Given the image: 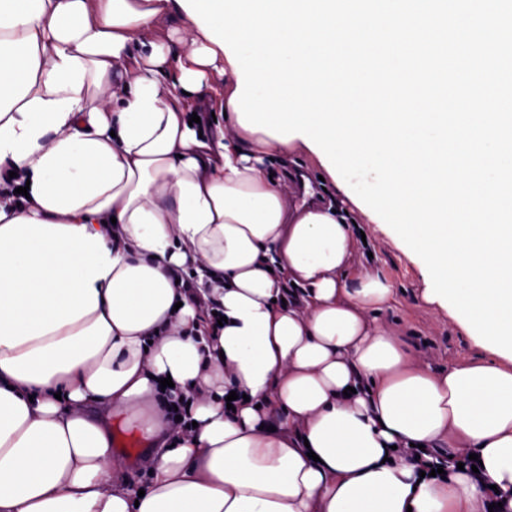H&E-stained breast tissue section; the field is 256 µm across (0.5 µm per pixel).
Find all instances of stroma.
<instances>
[{"instance_id":"35a3bbf8","label":"stroma","mask_w":512,"mask_h":512,"mask_svg":"<svg viewBox=\"0 0 512 512\" xmlns=\"http://www.w3.org/2000/svg\"><path fill=\"white\" fill-rule=\"evenodd\" d=\"M352 258L345 271L349 287L370 273L387 281L392 298L376 320L377 327L400 337L412 350L413 365L432 371L492 354L461 325L454 309L428 303L425 272L415 254L385 224L371 223L360 210H352Z\"/></svg>"}]
</instances>
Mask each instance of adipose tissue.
Returning <instances> with one entry per match:
<instances>
[{"label":"adipose tissue","instance_id":"adipose-tissue-1","mask_svg":"<svg viewBox=\"0 0 512 512\" xmlns=\"http://www.w3.org/2000/svg\"><path fill=\"white\" fill-rule=\"evenodd\" d=\"M237 79L178 0H0V512H512V367L410 365L369 319L390 284L341 277L346 216L270 174L302 137L242 127ZM413 444L478 471L421 476ZM120 433H126L130 437L137 440L139 447L137 448H125V447H115V444L117 443V439ZM112 436H113V446L112 448H117L119 455L122 457V459L126 460L128 462V466L126 469L125 478L127 482L134 487L137 486H143L147 484L148 482V475L147 473L137 465L136 460L139 456L140 448H145L142 445L141 440L139 439L138 435L135 434L133 431L124 428L122 425L118 424L112 429Z\"/></svg>","mask_w":512,"mask_h":512}]
</instances>
